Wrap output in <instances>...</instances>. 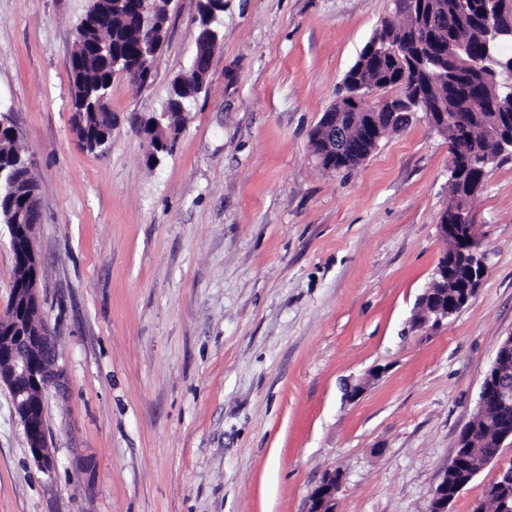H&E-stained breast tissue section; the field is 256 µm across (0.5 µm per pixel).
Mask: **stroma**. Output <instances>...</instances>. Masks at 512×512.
<instances>
[{"label":"stroma","instance_id":"stroma-1","mask_svg":"<svg viewBox=\"0 0 512 512\" xmlns=\"http://www.w3.org/2000/svg\"><path fill=\"white\" fill-rule=\"evenodd\" d=\"M87 0H0V113L40 185L42 313L63 389L56 467L0 383V512H428L512 334V155L472 207L487 275L416 326L445 249L448 142L415 115L352 170L309 135L395 0H224L207 87L169 154L141 123L196 52L177 0L152 77L112 84V142L83 149L68 64ZM502 448L450 504L470 512ZM343 481L340 471L325 474L320 484L309 495L307 512H335L334 502Z\"/></svg>","mask_w":512,"mask_h":512}]
</instances>
